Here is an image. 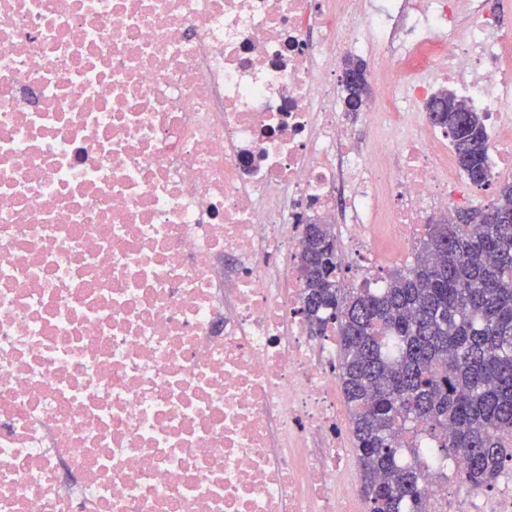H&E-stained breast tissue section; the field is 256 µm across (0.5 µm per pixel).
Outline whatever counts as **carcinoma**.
Returning a JSON list of instances; mask_svg holds the SVG:
<instances>
[{"label": "carcinoma", "instance_id": "carcinoma-1", "mask_svg": "<svg viewBox=\"0 0 512 512\" xmlns=\"http://www.w3.org/2000/svg\"><path fill=\"white\" fill-rule=\"evenodd\" d=\"M433 125L482 187L485 116L444 88ZM331 224H307L300 310L320 336L336 323L339 382L367 512H426L423 469L404 436L439 437L435 452L464 462L462 481L489 489L512 461V183L489 204L425 225L409 266L347 286Z\"/></svg>", "mask_w": 512, "mask_h": 512}]
</instances>
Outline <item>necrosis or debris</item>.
<instances>
[{"instance_id":"obj_1","label":"necrosis or debris","mask_w":512,"mask_h":512,"mask_svg":"<svg viewBox=\"0 0 512 512\" xmlns=\"http://www.w3.org/2000/svg\"><path fill=\"white\" fill-rule=\"evenodd\" d=\"M512 0H0V512H358L336 337L298 314L313 213L381 286L456 211L427 104L512 178ZM366 57L356 142L339 64ZM427 458L429 512H512ZM452 474L441 482L442 470ZM428 107L436 111H428L433 116L432 124L448 134L454 169L474 186H485L489 161L485 116L470 109L449 88L438 91Z\"/></svg>"}]
</instances>
